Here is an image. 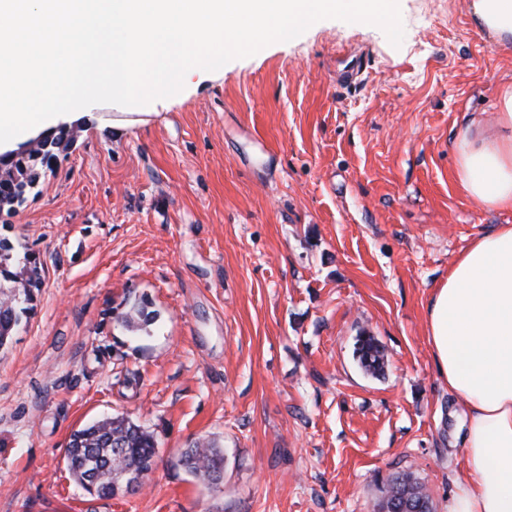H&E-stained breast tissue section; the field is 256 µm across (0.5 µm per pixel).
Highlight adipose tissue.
Segmentation results:
<instances>
[{"label": "adipose tissue", "mask_w": 512, "mask_h": 512, "mask_svg": "<svg viewBox=\"0 0 512 512\" xmlns=\"http://www.w3.org/2000/svg\"><path fill=\"white\" fill-rule=\"evenodd\" d=\"M477 26L512 42V0H473ZM464 191L487 207L512 206V86L496 121L472 119L457 142ZM427 342L440 376L461 398L469 473L448 512H512V224L474 236L426 305Z\"/></svg>", "instance_id": "adipose-tissue-1"}]
</instances>
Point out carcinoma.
Instances as JSON below:
<instances>
[{
  "mask_svg": "<svg viewBox=\"0 0 512 512\" xmlns=\"http://www.w3.org/2000/svg\"><path fill=\"white\" fill-rule=\"evenodd\" d=\"M57 154L34 150L16 160L0 158V166L11 174L0 180V211L16 210L27 194L37 185L40 175L53 169ZM0 259L7 261L10 271H15L24 260L40 270L35 253L25 250L13 251V247L0 243ZM14 281L0 271V322L7 321L12 311L25 308L24 303L12 294ZM157 313L148 310L146 302L132 305L129 311L120 313L117 320L130 330L155 321ZM358 360L362 368L371 374L384 369V354L381 346L370 335L358 339ZM156 440L153 434L143 429L128 417L108 416L95 420L70 435L67 469L74 480L89 494L98 498H110L125 488L119 472L130 469L149 471L155 455ZM182 464L193 475L214 481L224 472V455L211 440L198 439L189 445L181 458ZM407 503L406 512H432L429 497L409 472H399L390 477L385 494L378 504V512H392L395 503Z\"/></svg>",
  "mask_w": 512,
  "mask_h": 512,
  "instance_id": "obj_1",
  "label": "carcinoma"
}]
</instances>
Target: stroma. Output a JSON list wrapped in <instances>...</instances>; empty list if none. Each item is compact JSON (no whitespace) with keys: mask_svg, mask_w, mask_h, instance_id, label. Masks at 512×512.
Wrapping results in <instances>:
<instances>
[{"mask_svg":"<svg viewBox=\"0 0 512 512\" xmlns=\"http://www.w3.org/2000/svg\"><path fill=\"white\" fill-rule=\"evenodd\" d=\"M472 0H399L404 37L322 20L195 74L142 112L58 116L72 141L0 240L40 256L34 310L0 349V512H375L414 474L448 512L457 413L426 302L512 209L463 193L456 142L495 119L512 45ZM154 324L116 320L138 301ZM386 365L363 372L360 334ZM125 415L153 433L140 489L90 496L71 433ZM224 451L212 484L181 464ZM181 462L190 473L211 482L224 472L223 452L211 440L192 442L183 453Z\"/></svg>","mask_w":512,"mask_h":512,"instance_id":"1","label":"stroma"}]
</instances>
